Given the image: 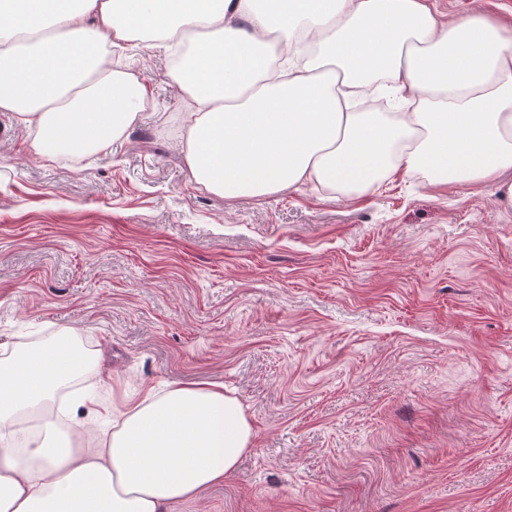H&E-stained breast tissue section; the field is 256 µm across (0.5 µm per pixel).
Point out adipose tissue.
<instances>
[{
	"label": "adipose tissue",
	"mask_w": 512,
	"mask_h": 512,
	"mask_svg": "<svg viewBox=\"0 0 512 512\" xmlns=\"http://www.w3.org/2000/svg\"><path fill=\"white\" fill-rule=\"evenodd\" d=\"M175 36L185 161L213 194L347 198L400 174L512 201V28L430 0H0V112L35 128L44 159L105 149L151 99L109 47ZM372 85L404 111H352ZM89 361L68 334L0 358V512H172L249 449L217 383L126 400L105 447H75L51 406Z\"/></svg>",
	"instance_id": "ef3b65f1"
}]
</instances>
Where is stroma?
<instances>
[{
  "label": "stroma",
  "mask_w": 512,
  "mask_h": 512,
  "mask_svg": "<svg viewBox=\"0 0 512 512\" xmlns=\"http://www.w3.org/2000/svg\"><path fill=\"white\" fill-rule=\"evenodd\" d=\"M119 62L155 106L83 161L0 112V354L74 332L95 365L55 406L96 448V403L224 384L251 447L174 512H512V205L405 176L214 195L171 59Z\"/></svg>",
  "instance_id": "1"
}]
</instances>
